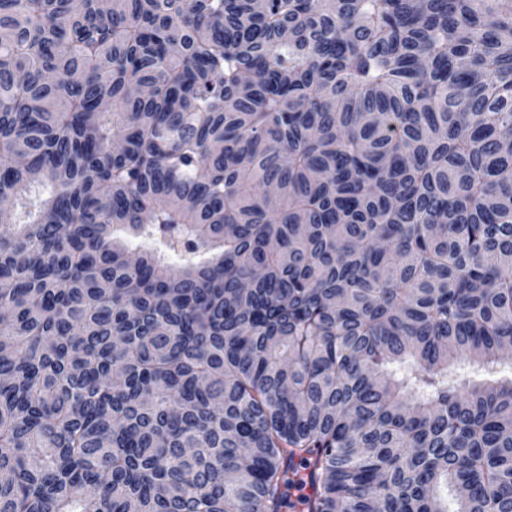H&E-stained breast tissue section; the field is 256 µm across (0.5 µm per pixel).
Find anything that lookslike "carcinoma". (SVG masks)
I'll return each mask as SVG.
<instances>
[{
    "label": "carcinoma",
    "instance_id": "1",
    "mask_svg": "<svg viewBox=\"0 0 512 512\" xmlns=\"http://www.w3.org/2000/svg\"><path fill=\"white\" fill-rule=\"evenodd\" d=\"M0 197V512H512V0H0Z\"/></svg>",
    "mask_w": 512,
    "mask_h": 512
}]
</instances>
